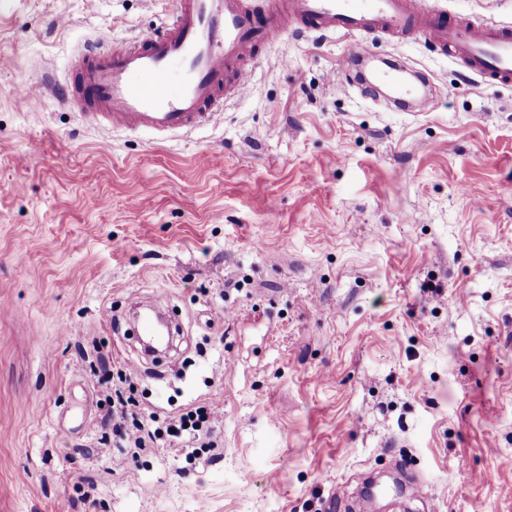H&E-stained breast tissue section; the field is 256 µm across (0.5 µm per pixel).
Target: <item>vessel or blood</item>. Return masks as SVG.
Segmentation results:
<instances>
[{"label": "vessel or blood", "mask_w": 512, "mask_h": 512, "mask_svg": "<svg viewBox=\"0 0 512 512\" xmlns=\"http://www.w3.org/2000/svg\"><path fill=\"white\" fill-rule=\"evenodd\" d=\"M282 8L298 33L420 38L484 83H512V28L506 26L431 15L419 0H283ZM291 30L243 0H179L162 32L121 48L105 35L85 45L75 60L81 78L64 95L77 104L92 101L93 120L114 127L173 133L212 126L224 119L225 97L245 93L247 60ZM371 81L390 88L400 106L427 98L395 63L374 68Z\"/></svg>", "instance_id": "b4317fda"}]
</instances>
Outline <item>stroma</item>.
<instances>
[{"mask_svg":"<svg viewBox=\"0 0 512 512\" xmlns=\"http://www.w3.org/2000/svg\"><path fill=\"white\" fill-rule=\"evenodd\" d=\"M420 3L512 26V0ZM178 7L0 0V512H426L399 460L437 512H512V85L369 38L433 82L403 111L336 33L268 45L222 125L162 140L30 94ZM116 385L214 406L215 449L114 447Z\"/></svg>","mask_w":512,"mask_h":512,"instance_id":"1","label":"stroma"}]
</instances>
